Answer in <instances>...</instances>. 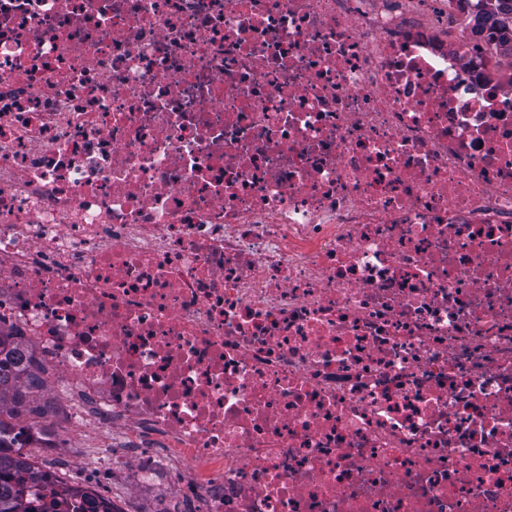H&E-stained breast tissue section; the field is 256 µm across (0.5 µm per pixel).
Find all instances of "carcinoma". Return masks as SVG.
<instances>
[{"instance_id":"1","label":"carcinoma","mask_w":512,"mask_h":512,"mask_svg":"<svg viewBox=\"0 0 512 512\" xmlns=\"http://www.w3.org/2000/svg\"><path fill=\"white\" fill-rule=\"evenodd\" d=\"M475 20H480L488 10L497 14L495 31L492 32L493 49L508 48L512 51V6L502 0H472ZM20 341L12 333L0 329V512H32L25 500L24 479L38 482L45 473L33 465L24 448L32 436L18 422L19 411L36 403L33 399V380L22 366L18 352Z\"/></svg>"}]
</instances>
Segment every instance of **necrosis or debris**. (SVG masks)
<instances>
[{"label": "necrosis or debris", "mask_w": 512, "mask_h": 512, "mask_svg": "<svg viewBox=\"0 0 512 512\" xmlns=\"http://www.w3.org/2000/svg\"><path fill=\"white\" fill-rule=\"evenodd\" d=\"M473 12L0 0V325L65 405L31 459L93 430L162 512H512V84Z\"/></svg>", "instance_id": "1"}]
</instances>
